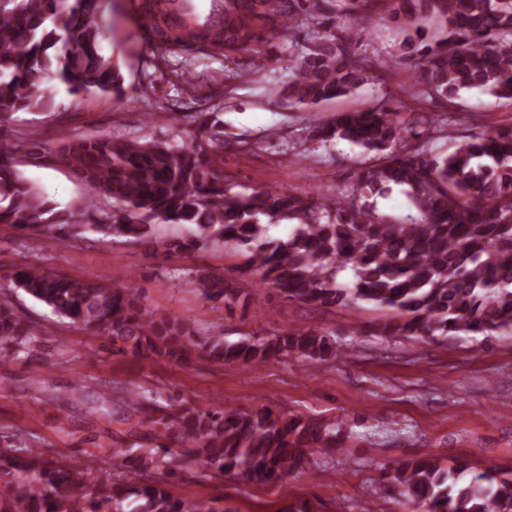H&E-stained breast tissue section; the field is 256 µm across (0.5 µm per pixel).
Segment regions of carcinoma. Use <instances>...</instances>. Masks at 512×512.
Masks as SVG:
<instances>
[{
  "label": "carcinoma",
  "mask_w": 512,
  "mask_h": 512,
  "mask_svg": "<svg viewBox=\"0 0 512 512\" xmlns=\"http://www.w3.org/2000/svg\"><path fill=\"white\" fill-rule=\"evenodd\" d=\"M168 0H152L147 14L152 45L165 52L248 49L256 21L270 24L308 12L310 0H245L225 11L222 39L212 31L191 45L171 34ZM353 29L369 28L385 0H345ZM102 0H10L0 7V123L18 110L51 105L44 80L54 74L73 94L120 96L119 64L104 53L98 17ZM405 31L406 66L423 93L448 103L480 89L512 99V0H392ZM446 37L432 40L426 22ZM368 65L347 34H326L304 55L288 83L291 105L312 106L358 89ZM323 140H344L383 158L360 168L343 197L256 189L234 193L224 185V131L219 121L197 142L181 147L110 136L77 139L49 157L92 191L112 198V214L91 228L150 244L153 254L181 257L212 246H236L240 275L299 303L333 307L365 302L383 311L374 328L385 336H448L512 332V127L474 133L446 154L404 147L421 132L402 125L387 104L342 112L316 126ZM38 155L23 142L0 139V224L33 233H69L79 214L60 209L24 177L17 159ZM398 187L415 214L396 218L361 202ZM294 222L288 240L269 227ZM155 223L191 224L188 237L151 238ZM351 268L350 284L338 275ZM0 290V351L21 352L32 338L13 297L22 291L58 317L91 329L121 352L177 363L196 357L247 367L296 353L312 361L345 356L324 332L288 330L231 344L215 324L196 336L183 320L141 304L137 289L96 276L81 278L25 264L5 273ZM209 301L241 303L234 280L196 270ZM132 411L145 413L133 431L123 467L133 482L92 484L82 459L50 462L40 448H0V512H220L208 500L175 496L156 476L176 473L194 457L217 475L268 484L294 471L315 453L336 449L333 422L285 416L262 406L249 412L201 409L163 399L141 386L126 391ZM473 472L465 481V472ZM394 480L422 512H512V476L474 471L466 460L448 466L431 457L409 459Z\"/></svg>",
  "instance_id": "cac0c4a2"
}]
</instances>
